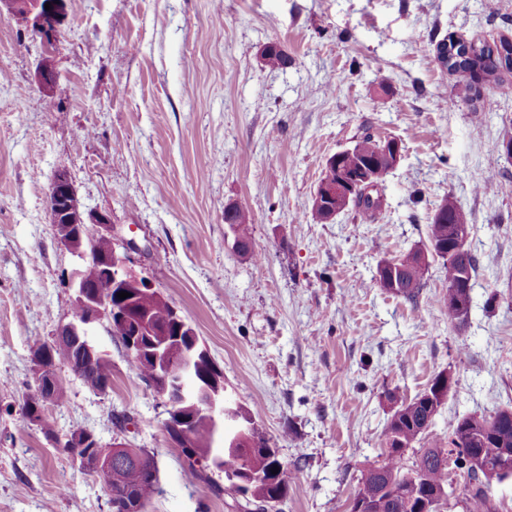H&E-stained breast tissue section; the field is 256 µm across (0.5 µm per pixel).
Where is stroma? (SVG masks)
I'll return each mask as SVG.
<instances>
[{
	"label": "stroma",
	"mask_w": 512,
	"mask_h": 512,
	"mask_svg": "<svg viewBox=\"0 0 512 512\" xmlns=\"http://www.w3.org/2000/svg\"><path fill=\"white\" fill-rule=\"evenodd\" d=\"M512 39V0H66L55 41L64 95L34 75L43 43L0 18V512H111L98 480L31 425L33 349L73 313L76 255L58 246L46 193L65 172L82 206L140 249L132 267L193 325L232 400L248 409L290 473L279 512H349L398 400L436 375L455 383L433 434L454 419L512 410V76L480 98L443 69L448 37ZM284 68L260 58L269 44ZM401 144L385 210L321 222L311 197L334 153L364 134ZM497 188L476 193L488 174ZM472 224L479 262L466 322L438 304L448 282L428 226L446 200ZM247 207L262 260L238 253L224 222ZM428 252L417 302L381 288L382 259ZM112 363L105 391L66 362L58 435L154 452L149 512H229L224 481L187 476L161 398ZM133 418L118 428L120 414Z\"/></svg>",
	"instance_id": "obj_1"
}]
</instances>
